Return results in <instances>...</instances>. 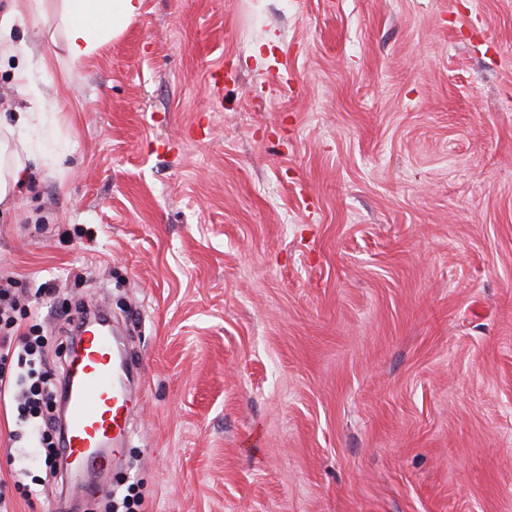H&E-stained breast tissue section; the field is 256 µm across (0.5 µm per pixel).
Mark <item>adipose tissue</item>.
<instances>
[{
    "mask_svg": "<svg viewBox=\"0 0 512 512\" xmlns=\"http://www.w3.org/2000/svg\"><path fill=\"white\" fill-rule=\"evenodd\" d=\"M143 0H60L64 49L75 63L119 35L141 13ZM31 158L24 139L0 127V203L11 197Z\"/></svg>",
    "mask_w": 512,
    "mask_h": 512,
    "instance_id": "ef3b65f1",
    "label": "adipose tissue"
}]
</instances>
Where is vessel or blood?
Returning <instances> with one entry per match:
<instances>
[{"instance_id": "vessel-or-blood-1", "label": "vessel or blood", "mask_w": 512, "mask_h": 512, "mask_svg": "<svg viewBox=\"0 0 512 512\" xmlns=\"http://www.w3.org/2000/svg\"><path fill=\"white\" fill-rule=\"evenodd\" d=\"M114 353L111 330L81 319L65 375L63 448L73 466L86 473L107 469L116 458L132 415L130 387L114 382Z\"/></svg>"}]
</instances>
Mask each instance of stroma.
Wrapping results in <instances>:
<instances>
[{
  "label": "stroma",
  "mask_w": 512,
  "mask_h": 512,
  "mask_svg": "<svg viewBox=\"0 0 512 512\" xmlns=\"http://www.w3.org/2000/svg\"><path fill=\"white\" fill-rule=\"evenodd\" d=\"M57 6L0 274L55 366L106 308L142 397L108 499L0 399L8 512H512V0H144L81 63Z\"/></svg>",
  "instance_id": "35a3bbf8"
}]
</instances>
